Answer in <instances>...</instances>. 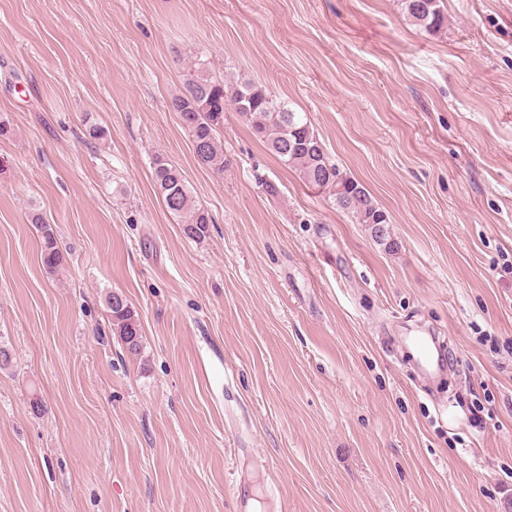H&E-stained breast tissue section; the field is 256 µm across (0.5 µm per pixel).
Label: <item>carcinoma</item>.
Instances as JSON below:
<instances>
[{"label":"carcinoma","instance_id":"1","mask_svg":"<svg viewBox=\"0 0 512 512\" xmlns=\"http://www.w3.org/2000/svg\"><path fill=\"white\" fill-rule=\"evenodd\" d=\"M441 3L442 0H403L407 16L427 31L445 25ZM226 103L250 126L267 150L285 167L294 170L307 186L326 191L331 202L348 213L355 223L375 224L381 235H386L387 213L359 181L343 175L330 161L306 115L250 81L226 84L224 79L214 77L205 63L197 61L189 70L183 90L172 97L170 107L180 114L202 164L218 173L224 171V143L219 132L224 127ZM153 176L166 208L182 218L184 234L192 240L208 237L214 218L195 203L182 171L158 154L153 161ZM31 223L41 233L42 266L54 274L64 264L55 230L39 213L32 215ZM105 302L111 332L120 338L129 353H138L142 327L137 312L119 291L108 293Z\"/></svg>","mask_w":512,"mask_h":512}]
</instances>
